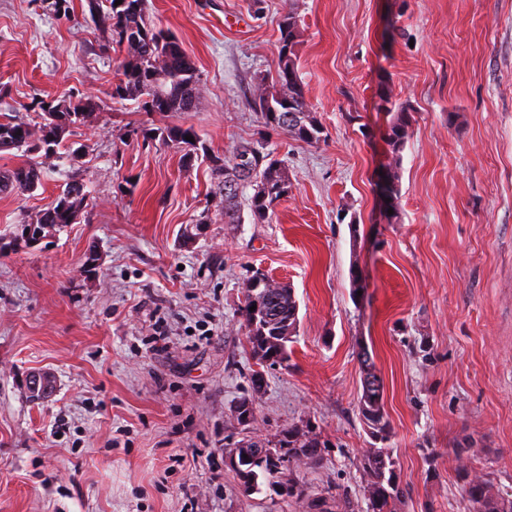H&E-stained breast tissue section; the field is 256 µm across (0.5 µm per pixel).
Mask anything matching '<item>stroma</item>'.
<instances>
[{
    "label": "stroma",
    "mask_w": 512,
    "mask_h": 512,
    "mask_svg": "<svg viewBox=\"0 0 512 512\" xmlns=\"http://www.w3.org/2000/svg\"><path fill=\"white\" fill-rule=\"evenodd\" d=\"M147 3L196 65L194 111L111 98L120 57L87 0L65 18L44 0H0V113L31 118L68 94L102 104L51 156L0 151L2 170H46L36 191L0 195V512H300L269 489L238 490L224 446L240 437L244 396L253 434L327 443L309 486L362 501L356 464L378 445L358 409L363 348L411 489L398 512H469L462 463L512 494V0H265L259 15L248 0ZM290 11L323 127L313 143L266 131L250 105ZM384 95L410 110L397 155ZM173 124L193 127L206 156L168 146ZM262 134L288 195L265 223H225L213 161ZM75 170L81 216L36 246L18 241ZM383 170L399 177L393 215ZM257 270L290 284L299 307L275 368L258 365L239 314ZM34 372L53 380L45 397L27 388Z\"/></svg>",
    "instance_id": "35a3bbf8"
}]
</instances>
